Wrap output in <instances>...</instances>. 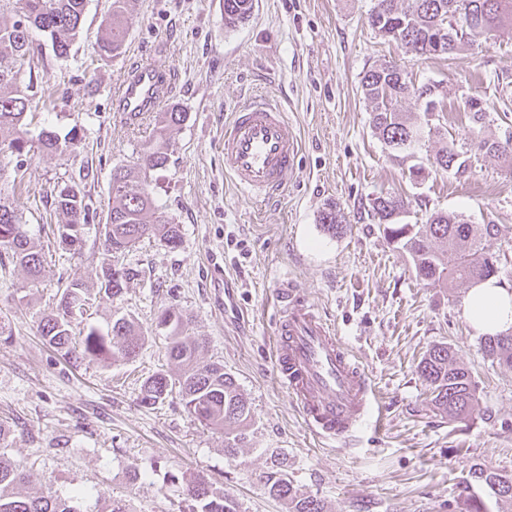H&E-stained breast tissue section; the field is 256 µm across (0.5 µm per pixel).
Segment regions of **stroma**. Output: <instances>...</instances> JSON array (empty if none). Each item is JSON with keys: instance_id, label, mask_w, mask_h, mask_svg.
I'll use <instances>...</instances> for the list:
<instances>
[{"instance_id": "35a3bbf8", "label": "stroma", "mask_w": 512, "mask_h": 512, "mask_svg": "<svg viewBox=\"0 0 512 512\" xmlns=\"http://www.w3.org/2000/svg\"><path fill=\"white\" fill-rule=\"evenodd\" d=\"M374 0H254L247 20L224 25V0H130L120 55L96 51L112 0H87L68 57L44 46L34 69L31 134L47 127L77 145L55 153L0 154V196L23 214V228L46 254L50 270L32 285L14 263L0 268V421L12 432L0 457L33 465L38 482L23 495L81 487L127 501L130 512H178L182 487L169 474H203L238 502L241 512H288L265 489L267 473L285 463L302 491L326 512H460V487L471 465L512 474V368L485 357L482 337L463 312L467 286L433 288L415 278L410 255L380 233L371 209L380 195L408 202L401 220L426 223L436 211L495 224L486 252L499 255L500 279L512 286V163L490 158L472 142L468 97L488 106L478 135L512 140V25L452 59L415 58L368 23ZM384 60L415 83L434 82L444 106L437 132L415 161L427 164L452 147L467 159L457 177L430 171L412 181L374 133L360 91L364 72ZM150 63L169 75L160 111L178 107L185 121L171 132L166 168L150 174L156 204L180 224L169 248L144 238L117 261L138 269L120 297L100 293L102 241L87 231L82 248L65 252L50 227L60 218L45 192L79 184L97 214L110 202L113 168L136 158L151 140L158 114L138 124L118 112L115 92L128 71ZM257 95L280 101L300 140L284 194L256 202L224 173V122L237 102ZM340 205L344 230L318 222ZM334 321L341 339L370 373L381 398V428L363 425L351 443L326 445L305 426L277 384L269 349L272 298L282 276ZM89 288L84 322L107 328L132 319L142 334L138 356L83 361L38 333L58 303L56 280ZM192 316L190 333L205 337L203 358L222 364L247 397L252 421L234 457L224 434L184 408L178 393L143 405L141 384L159 371L178 374L158 316L169 308ZM448 344L472 374L478 405L466 419L436 409L418 364Z\"/></svg>"}]
</instances>
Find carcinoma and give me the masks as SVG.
<instances>
[{
  "label": "carcinoma",
  "mask_w": 512,
  "mask_h": 512,
  "mask_svg": "<svg viewBox=\"0 0 512 512\" xmlns=\"http://www.w3.org/2000/svg\"><path fill=\"white\" fill-rule=\"evenodd\" d=\"M472 5L471 12L482 25H471L459 12L460 2ZM495 1L500 12L489 3ZM127 0H113L112 12L104 22L99 42L100 51L114 56L121 53L126 36L125 11ZM253 0H224V25L232 27L249 16ZM86 0H0V146L22 154L36 147L55 153L60 147L57 133L43 130L37 141L28 138L29 95L19 90L17 80L20 64L26 58L41 53L34 44L31 29L44 33L55 56L65 57L83 22ZM512 19V0H375L370 11L369 24L379 35L389 38L415 57L432 56V44L438 35L437 27L444 26L452 35L449 50L440 54L450 58L463 43H472L502 27ZM361 92L371 104V124L375 132L389 145L395 141L408 143V148L397 155L407 160L417 147L432 135L429 120L415 124L405 117L402 102L414 97L420 102L441 97V86L436 83L416 86L408 73L391 61L381 62L365 71L360 80ZM186 113L174 108L164 116L154 130L151 142L135 161L113 169L111 203L105 217L94 228L103 236L109 255L124 252L136 246L146 236H155L171 248L181 244L180 225L157 213L148 181L151 170L162 169L170 160L168 132L182 124ZM480 150L492 157L507 155L512 144L483 139ZM454 151L446 148L433 157L431 166L443 171L464 175L465 161L454 160ZM55 209L63 217L57 227L58 246L75 251L82 245V235L93 219V210L86 195L74 184H56L50 190ZM382 232L390 241L409 252L414 262L416 277L428 286L450 288L457 281H486L498 278L501 266L490 262L482 247V240L498 234L495 224H471L463 215L438 211L425 224H404L401 215L406 211L405 200L399 196L382 195L371 202ZM319 221L324 231L336 236L344 229V214L340 206L331 205L321 212ZM6 251L16 265L23 268L32 282L45 278L46 259L21 231L20 217L13 204L0 197V252ZM455 255L453 265L445 259ZM137 276L131 268L106 262L101 267V285L104 293L120 296L127 283ZM63 288L55 310L45 315L39 325L41 335L59 349H76L89 359H103L121 355L130 360L137 355L141 333L135 324L124 318L112 322L103 331L91 326L73 345L72 323L86 314L87 289L79 281L60 284ZM189 317L174 309L163 312L158 326L168 331L169 358L184 365L185 371L174 384L164 373H157L142 385L141 400L155 405L178 386L185 409L200 424L224 432V452L236 453L238 444L246 439L245 429L252 418L251 406L241 393L234 377L224 366L199 360L204 342L186 335ZM481 349L492 361L512 367V331L487 335ZM420 376L428 384L435 406L453 419L464 418L475 410L476 386L469 371L457 364L454 351L447 345H436L422 359ZM469 479L459 496L465 512H487L484 501L472 493L473 486L489 489L499 504L512 505V475L491 471L480 465L470 466ZM38 480L33 468L21 463L0 459V512H84L82 502L87 493L79 488L62 495L49 491L40 496H21L8 492L18 485ZM170 480L183 483L186 509L182 512H240L238 504L224 488L207 478L195 475L189 478L170 475ZM268 494L288 502L289 512H325L324 503L305 494L288 478L280 467L266 476Z\"/></svg>",
  "instance_id": "1"
}]
</instances>
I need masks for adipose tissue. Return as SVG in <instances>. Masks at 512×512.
Here are the masks:
<instances>
[{
    "instance_id": "adipose-tissue-1",
    "label": "adipose tissue",
    "mask_w": 512,
    "mask_h": 512,
    "mask_svg": "<svg viewBox=\"0 0 512 512\" xmlns=\"http://www.w3.org/2000/svg\"><path fill=\"white\" fill-rule=\"evenodd\" d=\"M463 311L473 327L484 334L512 329V289L489 280L466 293Z\"/></svg>"
}]
</instances>
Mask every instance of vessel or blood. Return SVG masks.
Returning a JSON list of instances; mask_svg holds the SVG:
<instances>
[{"instance_id":"1","label":"vessel or blood","mask_w":512,"mask_h":512,"mask_svg":"<svg viewBox=\"0 0 512 512\" xmlns=\"http://www.w3.org/2000/svg\"><path fill=\"white\" fill-rule=\"evenodd\" d=\"M168 77L157 67H137L119 85L116 99L128 119L153 111ZM224 171L256 201L281 195L300 151L281 105L251 102L224 126ZM273 362L279 385L297 406L306 427L328 443L349 442L370 407L373 383L334 327L301 299L293 279L284 278L273 295Z\"/></svg>"}]
</instances>
